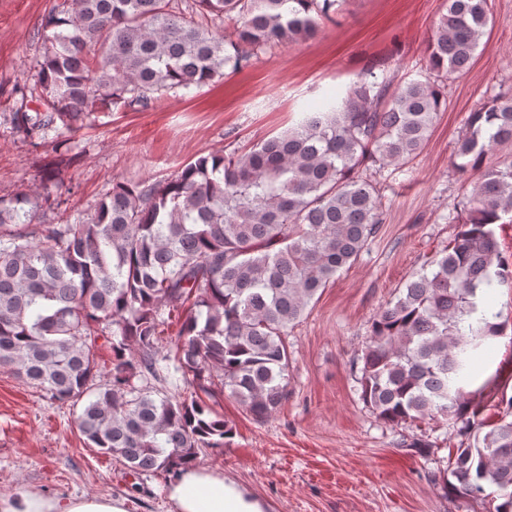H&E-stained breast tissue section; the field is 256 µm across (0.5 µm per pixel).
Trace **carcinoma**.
<instances>
[{
  "label": "carcinoma",
  "mask_w": 512,
  "mask_h": 512,
  "mask_svg": "<svg viewBox=\"0 0 512 512\" xmlns=\"http://www.w3.org/2000/svg\"><path fill=\"white\" fill-rule=\"evenodd\" d=\"M489 0H446L429 38L428 77L392 85L370 68L345 95L238 154L210 152L171 177L116 182L92 212L41 224L64 203L43 192L0 198V368L79 408L97 453L136 474L175 473L220 451L233 426L208 400L229 392L257 419L288 399V329L366 251L385 223L364 175L405 165L426 145L448 79L471 66ZM341 0H57L33 74L44 111L16 112L13 133L58 138L98 112L145 108L224 79L258 52L317 33ZM236 24L228 40L216 21ZM512 94L471 111L455 165L479 173L441 256L376 315L358 354L360 402L391 426L429 419L471 434L486 380L472 365L503 335L491 293L512 282L492 225L512 214ZM181 322L163 345L164 326ZM112 348L103 370L99 339ZM190 389L184 396L181 387ZM434 480L457 498L512 512V421L449 453Z\"/></svg>",
  "instance_id": "1"
}]
</instances>
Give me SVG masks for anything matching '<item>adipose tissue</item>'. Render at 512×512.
I'll use <instances>...</instances> for the list:
<instances>
[{"instance_id": "ef3b65f1", "label": "adipose tissue", "mask_w": 512, "mask_h": 512, "mask_svg": "<svg viewBox=\"0 0 512 512\" xmlns=\"http://www.w3.org/2000/svg\"><path fill=\"white\" fill-rule=\"evenodd\" d=\"M174 512H267V505L234 479L198 466L179 471L167 487ZM0 512H126L119 498L99 496L69 500L36 492L0 497Z\"/></svg>"}]
</instances>
